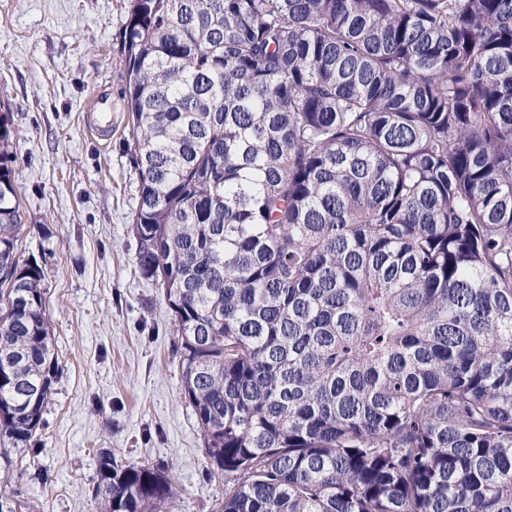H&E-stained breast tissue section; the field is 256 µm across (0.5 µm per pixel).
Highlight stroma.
<instances>
[{
	"label": "stroma",
	"mask_w": 512,
	"mask_h": 512,
	"mask_svg": "<svg viewBox=\"0 0 512 512\" xmlns=\"http://www.w3.org/2000/svg\"><path fill=\"white\" fill-rule=\"evenodd\" d=\"M129 0H0V107L10 114L24 232L45 277L62 375L30 448L0 447V512H99L98 458L165 470L168 512H215L224 478L184 398L161 286L135 265L139 179L127 151L120 40ZM112 134L87 130L94 96Z\"/></svg>",
	"instance_id": "obj_1"
}]
</instances>
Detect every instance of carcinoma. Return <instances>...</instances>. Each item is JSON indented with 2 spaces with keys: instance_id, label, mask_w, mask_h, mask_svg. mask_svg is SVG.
<instances>
[{
  "instance_id": "1",
  "label": "carcinoma",
  "mask_w": 512,
  "mask_h": 512,
  "mask_svg": "<svg viewBox=\"0 0 512 512\" xmlns=\"http://www.w3.org/2000/svg\"><path fill=\"white\" fill-rule=\"evenodd\" d=\"M136 267L218 512H512V0H132ZM0 113V443L60 376ZM165 471L98 459L100 512Z\"/></svg>"
}]
</instances>
